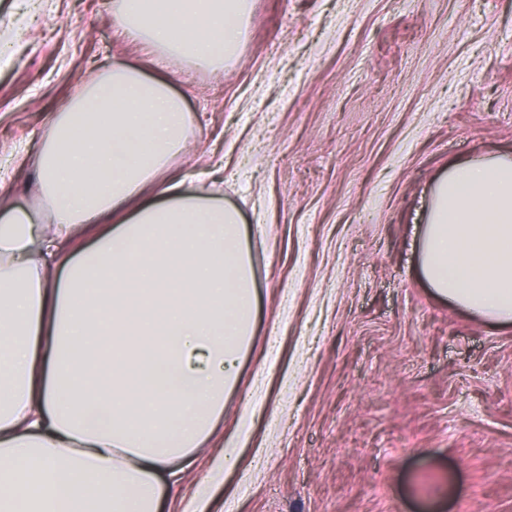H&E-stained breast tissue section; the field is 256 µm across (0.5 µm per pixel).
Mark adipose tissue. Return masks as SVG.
I'll return each instance as SVG.
<instances>
[{"mask_svg":"<svg viewBox=\"0 0 512 512\" xmlns=\"http://www.w3.org/2000/svg\"><path fill=\"white\" fill-rule=\"evenodd\" d=\"M252 0H112L152 71L113 59L55 115L38 199L0 179V512H159L224 412L258 293L241 212L174 170L193 125L172 68L220 69ZM419 271L440 299L512 323V156L431 189Z\"/></svg>","mask_w":512,"mask_h":512,"instance_id":"1","label":"adipose tissue"}]
</instances>
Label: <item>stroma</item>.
Listing matches in <instances>:
<instances>
[{
    "label": "stroma",
    "mask_w": 512,
    "mask_h": 512,
    "mask_svg": "<svg viewBox=\"0 0 512 512\" xmlns=\"http://www.w3.org/2000/svg\"><path fill=\"white\" fill-rule=\"evenodd\" d=\"M0 0V163H26L105 57L147 59L112 0ZM178 158L252 229L255 335L210 439L161 512H512V326L434 298L416 256L433 178L512 153V0H253L237 60L179 67ZM265 451L253 465L254 449ZM239 468L210 477L211 456Z\"/></svg>",
    "instance_id": "obj_1"
}]
</instances>
